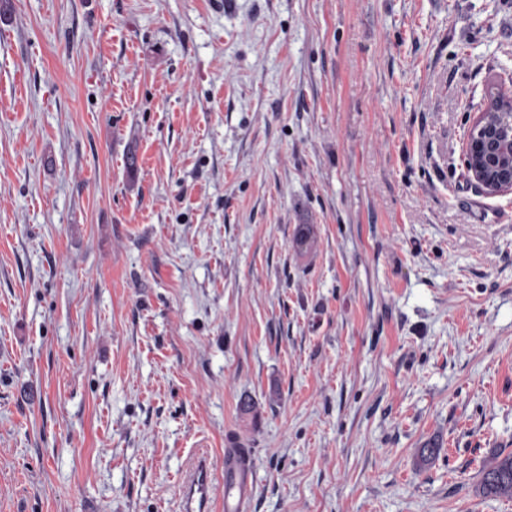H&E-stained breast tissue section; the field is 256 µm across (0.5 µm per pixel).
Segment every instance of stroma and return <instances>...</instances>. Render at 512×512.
<instances>
[{"label": "stroma", "mask_w": 512, "mask_h": 512, "mask_svg": "<svg viewBox=\"0 0 512 512\" xmlns=\"http://www.w3.org/2000/svg\"><path fill=\"white\" fill-rule=\"evenodd\" d=\"M11 5L0 512H181L238 443L251 512H512V0ZM471 173L487 191L493 193L512 191V161L508 164L503 158H496L490 167H485L478 162ZM214 468L206 452L197 451L181 477L182 512L213 510ZM480 489L487 497L512 499V453H497L482 466Z\"/></svg>", "instance_id": "obj_1"}]
</instances>
